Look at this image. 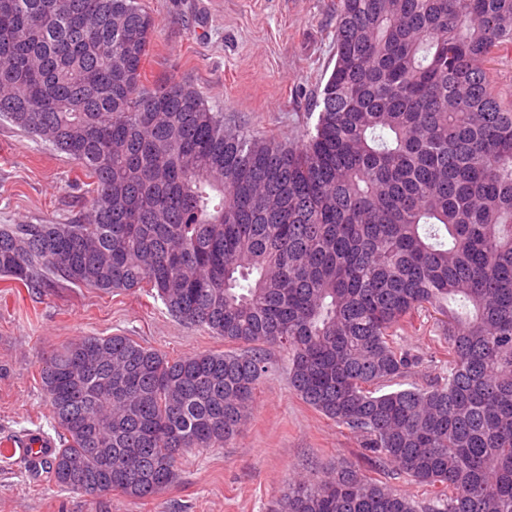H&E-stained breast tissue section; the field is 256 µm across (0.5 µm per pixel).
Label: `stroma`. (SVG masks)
<instances>
[{
	"label": "stroma",
	"instance_id": "obj_1",
	"mask_svg": "<svg viewBox=\"0 0 512 512\" xmlns=\"http://www.w3.org/2000/svg\"><path fill=\"white\" fill-rule=\"evenodd\" d=\"M158 28L143 87H193L227 123L288 142L314 127L334 66L338 0H141ZM80 166L0 120V224H64L84 211ZM123 334L176 358L224 348L221 338L172 317L146 289L105 293L70 284L29 288L0 276V445L39 434L57 439L42 365L85 336ZM438 331L421 314L399 343L419 359L400 387L440 381ZM269 371L239 432L224 445L184 454L173 483L153 497L89 496L56 486L24 457L0 462V512H270L297 477L355 464L395 491H427L394 467L375 468L360 438L324 417L288 383V357L268 348Z\"/></svg>",
	"mask_w": 512,
	"mask_h": 512
}]
</instances>
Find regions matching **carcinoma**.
Listing matches in <instances>:
<instances>
[{"label": "carcinoma", "mask_w": 512, "mask_h": 512, "mask_svg": "<svg viewBox=\"0 0 512 512\" xmlns=\"http://www.w3.org/2000/svg\"><path fill=\"white\" fill-rule=\"evenodd\" d=\"M155 29L139 0H0V116L75 160L87 202L71 224H1L0 275L148 288L248 350L66 345L41 369L51 481L157 494L236 435L278 346L306 404L435 489L428 512H512V104L487 67L512 49V0H339L295 146L184 83L144 91ZM422 311L448 374L385 392L418 364L395 336ZM421 509L349 465L273 512Z\"/></svg>", "instance_id": "1"}]
</instances>
